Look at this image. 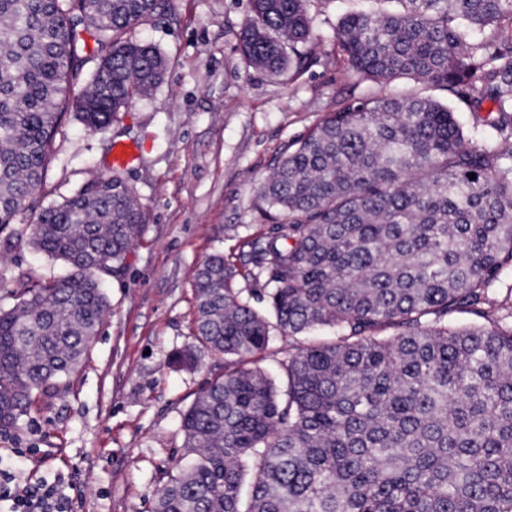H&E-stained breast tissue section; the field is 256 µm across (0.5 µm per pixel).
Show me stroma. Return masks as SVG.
Returning a JSON list of instances; mask_svg holds the SVG:
<instances>
[{"label":"stroma","instance_id":"obj_1","mask_svg":"<svg viewBox=\"0 0 512 512\" xmlns=\"http://www.w3.org/2000/svg\"><path fill=\"white\" fill-rule=\"evenodd\" d=\"M349 0L311 6L319 46L303 75L270 77L250 68L238 48L247 0H170L136 27L168 67L162 84L137 98L106 133L67 117L56 137L38 200L71 196L112 166V147L130 148L123 169L149 215L125 269L107 277L112 310L65 398L32 409L0 432V466L21 482L59 480L76 512H150L163 469L180 455V420L224 360L172 371L170 353L192 340L193 275L214 252H235L228 224L264 232L255 187L281 147L356 90L335 55L336 21ZM15 247L0 257V280L18 269L34 278L63 272L33 252L21 225L6 229ZM34 449L38 466H18L15 451Z\"/></svg>","mask_w":512,"mask_h":512}]
</instances>
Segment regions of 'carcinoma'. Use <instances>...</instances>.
<instances>
[{"label":"carcinoma","instance_id":"obj_1","mask_svg":"<svg viewBox=\"0 0 512 512\" xmlns=\"http://www.w3.org/2000/svg\"><path fill=\"white\" fill-rule=\"evenodd\" d=\"M248 2L245 63L305 72L312 0ZM381 2L336 25V55L379 91L285 144L256 191L269 231L225 227L248 250L195 269L194 343L168 365L218 356L224 374L183 413L152 512H512V0ZM163 3L0 0V230L30 220L31 247L67 268L9 284L0 430L69 391L110 310L105 277L145 231L116 168L34 202L68 111L104 132L161 84L166 58L131 30ZM454 97L492 108L469 132ZM489 132L502 144L476 141Z\"/></svg>","mask_w":512,"mask_h":512}]
</instances>
